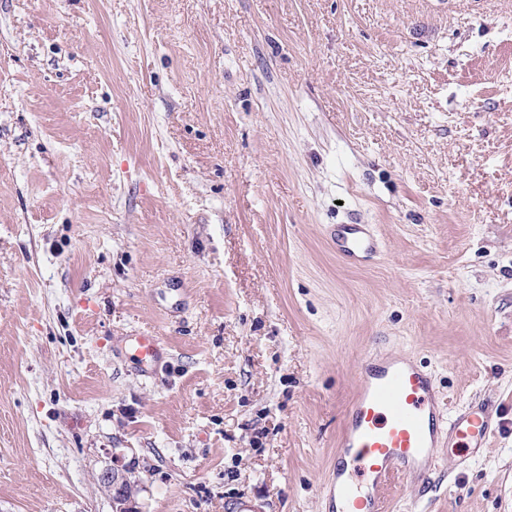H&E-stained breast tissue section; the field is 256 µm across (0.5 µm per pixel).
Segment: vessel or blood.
Listing matches in <instances>:
<instances>
[{"label":"vessel or blood","instance_id":"1","mask_svg":"<svg viewBox=\"0 0 512 512\" xmlns=\"http://www.w3.org/2000/svg\"><path fill=\"white\" fill-rule=\"evenodd\" d=\"M331 241L356 262L378 249L360 224L337 225ZM127 343L144 365L159 356L157 337L132 336ZM435 399L430 376L409 357L363 364L336 445V474L326 489L336 512H382L390 479L416 481L430 468L442 437L467 448L487 447L496 427L485 408L448 417Z\"/></svg>","mask_w":512,"mask_h":512}]
</instances>
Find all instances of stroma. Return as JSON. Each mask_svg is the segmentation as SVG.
<instances>
[{
  "mask_svg": "<svg viewBox=\"0 0 512 512\" xmlns=\"http://www.w3.org/2000/svg\"><path fill=\"white\" fill-rule=\"evenodd\" d=\"M399 354L503 426L385 512H512V0H0V512H330ZM331 241L342 255L354 262H361L376 253L377 241L366 231L363 224H339L331 233ZM128 347L144 365H151L159 356V340L154 336H129ZM101 482L112 494L113 512H139L133 497L128 496L130 481L124 469L112 467L101 476Z\"/></svg>",
  "mask_w": 512,
  "mask_h": 512,
  "instance_id": "1",
  "label": "stroma"
}]
</instances>
